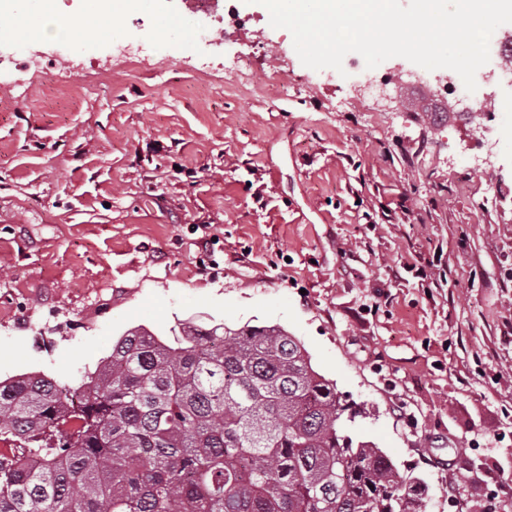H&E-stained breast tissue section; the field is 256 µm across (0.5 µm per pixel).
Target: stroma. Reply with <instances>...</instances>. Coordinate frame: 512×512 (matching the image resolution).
<instances>
[{"label": "stroma", "mask_w": 512, "mask_h": 512, "mask_svg": "<svg viewBox=\"0 0 512 512\" xmlns=\"http://www.w3.org/2000/svg\"><path fill=\"white\" fill-rule=\"evenodd\" d=\"M234 5L262 47L241 74L187 0L119 19L134 41L179 21L134 64L90 32L0 33L1 56L32 62L0 71V381L78 384L137 325H278L365 409L353 432L420 479L426 512H512V78L478 69L472 97L497 109L472 123L393 57L377 70L404 80L374 104L361 55L308 68L263 5ZM479 138L484 169L463 154Z\"/></svg>", "instance_id": "1"}]
</instances>
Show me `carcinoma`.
<instances>
[{
  "mask_svg": "<svg viewBox=\"0 0 512 512\" xmlns=\"http://www.w3.org/2000/svg\"><path fill=\"white\" fill-rule=\"evenodd\" d=\"M276 325L128 329L73 387L0 382V512H426Z\"/></svg>",
  "mask_w": 512,
  "mask_h": 512,
  "instance_id": "obj_1",
  "label": "carcinoma"
}]
</instances>
